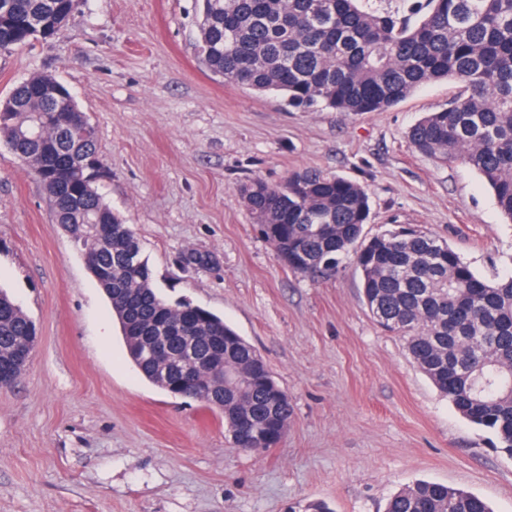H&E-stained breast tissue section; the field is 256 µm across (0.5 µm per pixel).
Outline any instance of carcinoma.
<instances>
[{"mask_svg": "<svg viewBox=\"0 0 512 512\" xmlns=\"http://www.w3.org/2000/svg\"><path fill=\"white\" fill-rule=\"evenodd\" d=\"M0 11V51L55 35V17L81 0H12ZM202 0L201 61L214 76L288 106L378 112L420 85L457 79L465 94L422 117L409 132L419 152L471 166L512 221V0ZM31 17L42 31L29 28ZM32 77L0 99V141L45 186L56 220L79 247L106 293L127 355L163 391L224 414L233 447L261 454L274 447L292 415L288 393L256 349L224 320L190 303L171 304L154 288L152 270L130 225L96 183L67 157L97 154L96 130L73 110L48 111ZM241 196L264 238L288 252L291 270L315 277L352 255L364 303L374 320L405 341L408 355L468 422L489 431L512 456V270L478 277L448 243L403 227L373 235L369 196L359 184L316 170L296 171L279 186L255 181ZM36 336L32 320L0 288V370L17 345ZM163 336L176 352L167 374L148 360ZM195 355L224 361V395L190 391L178 364ZM386 512H491L460 488L419 481L401 488Z\"/></svg>", "mask_w": 512, "mask_h": 512, "instance_id": "obj_1", "label": "carcinoma"}]
</instances>
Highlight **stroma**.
<instances>
[{
    "label": "stroma",
    "instance_id": "obj_1",
    "mask_svg": "<svg viewBox=\"0 0 512 512\" xmlns=\"http://www.w3.org/2000/svg\"><path fill=\"white\" fill-rule=\"evenodd\" d=\"M196 0H86L51 40L0 52V98L41 73L97 133L112 210L154 285L224 318L264 358L292 417L275 447H232L224 418L146 381L50 195L0 144V287L37 329L0 387V512H384L428 480L512 512V456L463 419L381 330L349 262L311 278L260 234L240 188L316 169L359 183L366 232L412 227L476 274L512 267V223L464 162L416 152L411 127L462 89L421 85L380 112L303 111L211 75Z\"/></svg>",
    "mask_w": 512,
    "mask_h": 512
}]
</instances>
